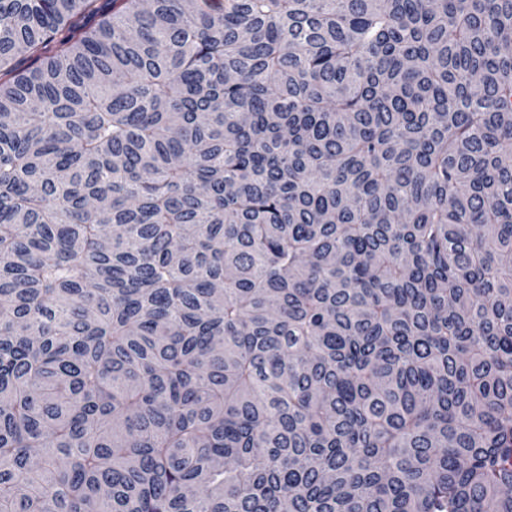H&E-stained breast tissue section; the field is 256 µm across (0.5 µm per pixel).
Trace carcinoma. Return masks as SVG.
Here are the masks:
<instances>
[{"label":"carcinoma","instance_id":"cac0c4a2","mask_svg":"<svg viewBox=\"0 0 512 512\" xmlns=\"http://www.w3.org/2000/svg\"><path fill=\"white\" fill-rule=\"evenodd\" d=\"M0 512H512V0H0Z\"/></svg>","mask_w":512,"mask_h":512}]
</instances>
